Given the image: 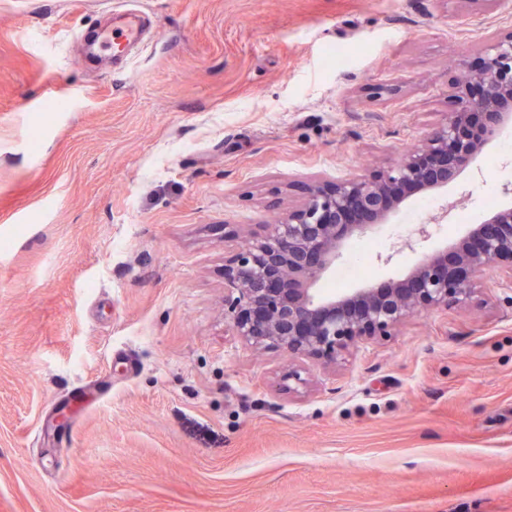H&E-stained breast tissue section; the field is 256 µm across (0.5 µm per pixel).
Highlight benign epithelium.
Listing matches in <instances>:
<instances>
[{
    "mask_svg": "<svg viewBox=\"0 0 512 512\" xmlns=\"http://www.w3.org/2000/svg\"><path fill=\"white\" fill-rule=\"evenodd\" d=\"M449 98L447 121L397 162L368 176L312 177L286 217L242 237L224 259V318L236 335L258 349L330 364L423 310L468 304L489 270L512 285L509 204L426 253L403 278L330 298L315 293L348 241L388 223L409 193L452 186L512 127V33L489 37L481 64L458 63Z\"/></svg>",
    "mask_w": 512,
    "mask_h": 512,
    "instance_id": "1",
    "label": "benign epithelium"
}]
</instances>
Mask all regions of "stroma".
<instances>
[{
  "label": "stroma",
  "instance_id": "35a3bbf8",
  "mask_svg": "<svg viewBox=\"0 0 512 512\" xmlns=\"http://www.w3.org/2000/svg\"><path fill=\"white\" fill-rule=\"evenodd\" d=\"M115 0H0V512H512V289L425 310L336 364L224 319L225 238L295 182L370 174L451 108L512 0H138L145 42L89 61ZM505 131L411 193L355 288L429 245L423 201L506 202ZM394 253L392 262L382 257ZM305 387L288 391L289 364Z\"/></svg>",
  "mask_w": 512,
  "mask_h": 512
}]
</instances>
